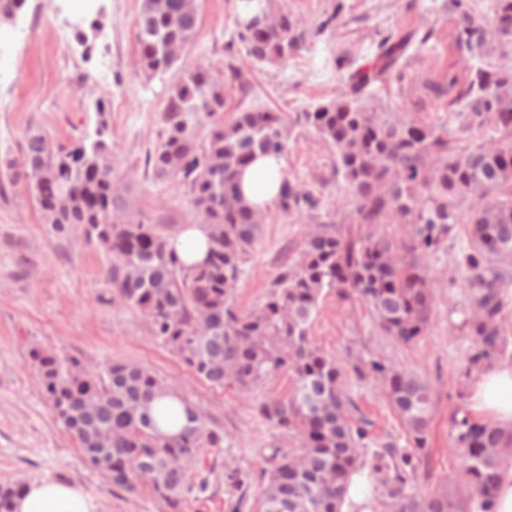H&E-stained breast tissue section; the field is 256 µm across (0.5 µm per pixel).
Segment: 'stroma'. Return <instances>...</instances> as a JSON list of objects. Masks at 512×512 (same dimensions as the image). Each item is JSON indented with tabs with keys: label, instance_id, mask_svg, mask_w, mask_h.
Listing matches in <instances>:
<instances>
[{
	"label": "stroma",
	"instance_id": "stroma-1",
	"mask_svg": "<svg viewBox=\"0 0 512 512\" xmlns=\"http://www.w3.org/2000/svg\"><path fill=\"white\" fill-rule=\"evenodd\" d=\"M27 0L23 18L0 25V161L18 157L28 131L41 130L68 143L93 132L96 100L107 103L112 129V159L122 183L131 191L129 212L151 217L158 232L176 237L197 217L187 199L169 182L156 179L146 155L163 132L161 107L176 71L152 75L139 65L136 22L143 0H95L79 16L69 42L56 38L50 22L31 38L20 30L24 17L36 13ZM200 22L183 64L205 63L216 69L235 66L245 86L226 84L225 118L240 106L283 113L327 101L347 74L372 63L381 31L398 28L429 33L426 45L411 46L399 61L379 97L391 112L430 124L459 126L458 91L466 86L473 65L458 43V13L453 0H273L307 29L337 15L336 29L313 39L307 51L281 65L256 67L244 48L231 44L238 0H198ZM87 35L92 54H85L80 35ZM111 56L112 72L99 80V62ZM330 74L318 84L310 71ZM284 175L336 211L343 181L334 171V149L314 132L294 128L283 156ZM311 220L288 219L279 208L267 209L259 242L250 252L234 293L242 311L256 307L288 257L297 255L310 232ZM467 227L455 225L429 271L434 310L426 335L405 347L384 336L360 303L323 294L311 317L310 335L324 350L354 358L375 353L418 372L429 384L433 415L430 452L425 460V491L454 473L460 459L449 450L450 418L466 407L470 381L462 375L469 340L456 333L465 297L459 265ZM108 258L90 243L81 227L58 233L45 224L34 199L19 185L0 188V484L64 481L81 486L95 500L96 512H172L150 488L130 492L112 485L87 466L75 441L58 421L33 367L30 352L38 348L78 358L88 369L110 362L137 364L192 403L207 430L220 433L224 445L202 449L188 467L194 492L181 512H259L262 472L272 447H297L292 433L261 418L258 400L290 394L294 378L281 374L254 392L218 388L198 377L152 333L148 319L123 301L102 279ZM344 382L359 406L389 434L403 427L382 389L346 371ZM248 473L241 490H230L224 471Z\"/></svg>",
	"mask_w": 512,
	"mask_h": 512
}]
</instances>
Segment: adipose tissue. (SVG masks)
Returning <instances> with one entry per match:
<instances>
[{
  "mask_svg": "<svg viewBox=\"0 0 512 512\" xmlns=\"http://www.w3.org/2000/svg\"><path fill=\"white\" fill-rule=\"evenodd\" d=\"M281 169V158L258 157L242 178L246 199L260 209L274 206ZM468 406L476 414L512 426V364H497L481 372L471 386ZM14 512H95V505L82 487L42 481L30 484L16 499Z\"/></svg>",
  "mask_w": 512,
  "mask_h": 512,
  "instance_id": "1",
  "label": "adipose tissue"
}]
</instances>
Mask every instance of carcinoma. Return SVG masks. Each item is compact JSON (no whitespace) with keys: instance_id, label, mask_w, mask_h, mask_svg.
Here are the masks:
<instances>
[{"instance_id":"1","label":"carcinoma","mask_w":512,"mask_h":512,"mask_svg":"<svg viewBox=\"0 0 512 512\" xmlns=\"http://www.w3.org/2000/svg\"><path fill=\"white\" fill-rule=\"evenodd\" d=\"M241 3L238 39L260 66L287 62L332 22L310 32L270 0ZM25 4L0 0V23L13 21ZM198 23V0H145L136 33L141 68L153 75L174 68ZM488 23L511 41L512 0H490L481 21L469 14L461 20L459 41L477 65L459 94L460 114L487 136L484 142L464 144L446 127L396 117L380 104L376 85L385 83L411 43L426 44L428 33L386 31L376 67L356 68L334 98L295 113L294 125L335 149L347 220L358 229L333 226L334 214H315L314 195L281 177L280 210L329 228L310 235L299 256L282 265L264 301L248 312L235 309L232 297L260 223L241 179L257 156H283L290 132L278 113L266 110H239L224 122L223 72L202 64L181 71L163 100L162 137L145 161L156 178L182 191L208 227L207 257L197 267H184L150 217H123L104 100L94 104V136L67 147L33 130L21 160L6 162V180L26 187L55 231L84 226L87 240L110 258L105 282L149 318L154 335L199 377L248 392L281 371L293 373V395L256 405L266 421L294 433L301 448L298 454L271 449L262 512H341L351 475L366 467L384 512H493L501 471L512 462V427L457 411L450 438L460 467L423 493L417 481L428 453V383L373 357L352 366L359 380L383 390L405 427L402 445L359 408L344 386L343 366L309 336L310 318L328 291L366 305L376 325L399 343L416 344L433 314L428 262L454 226L465 224L468 244L460 263L467 271L468 309L459 330L471 346L464 375L512 359V60L493 58L494 48L482 37ZM31 358L83 460L115 486L146 484L176 510L192 491L183 463L224 443L187 402L189 425L163 433L152 404L177 393L141 366L110 362L88 371L75 358L41 349ZM24 489L0 485V512H13Z\"/></svg>"}]
</instances>
